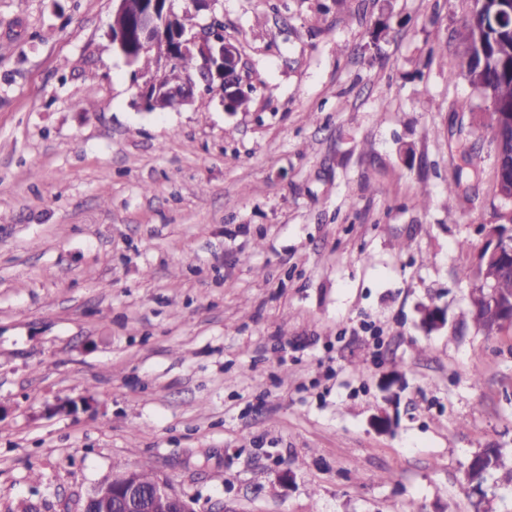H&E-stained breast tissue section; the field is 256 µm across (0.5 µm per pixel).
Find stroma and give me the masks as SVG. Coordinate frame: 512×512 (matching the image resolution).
<instances>
[{
	"instance_id": "35a3bbf8",
	"label": "stroma",
	"mask_w": 512,
	"mask_h": 512,
	"mask_svg": "<svg viewBox=\"0 0 512 512\" xmlns=\"http://www.w3.org/2000/svg\"><path fill=\"white\" fill-rule=\"evenodd\" d=\"M471 4L221 0L249 110L149 112L113 0H0V512H81L118 461L204 510L512 512L465 479L512 468V326L463 275L512 215ZM454 149L460 163L456 167L453 180L448 182V196L452 199L462 187L464 181L468 180L472 175H477V169L473 164L471 151L467 142L458 140L455 143ZM503 467L501 452L498 448H486L479 453L477 462L470 467L467 473L469 482L480 483L485 476Z\"/></svg>"
}]
</instances>
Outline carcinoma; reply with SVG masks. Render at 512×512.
<instances>
[{"instance_id":"1","label":"carcinoma","mask_w":512,"mask_h":512,"mask_svg":"<svg viewBox=\"0 0 512 512\" xmlns=\"http://www.w3.org/2000/svg\"><path fill=\"white\" fill-rule=\"evenodd\" d=\"M480 7L477 23H482L484 16L503 9L512 4V0H474ZM463 44V62L468 73L481 71L482 82L475 86L488 102L490 125L499 124L502 133L493 137L495 155L501 161V169L494 171V181H503L512 185V20L505 19L495 26L487 24L481 31V37L475 38L471 25L464 24L461 32ZM127 52L135 58V65L143 70L151 71L158 65L163 54L161 41L155 35H146L144 31L132 28L130 47ZM201 60L196 55H184L169 74L171 79L199 78ZM460 163L457 165L454 178L448 183V199H453L463 182L477 174L473 164L471 151L467 142L459 140L454 146ZM495 275L496 298L484 297L483 283L490 275ZM472 293L476 294L478 304L470 308L472 321L487 334L494 333L493 326L500 319L496 307L503 303L512 305V264L491 271L486 269L484 262H479L474 275ZM503 467L501 452L498 448H486L479 453L477 462L470 467L467 480L481 482L485 476Z\"/></svg>"}]
</instances>
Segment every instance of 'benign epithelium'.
Masks as SVG:
<instances>
[{
    "label": "benign epithelium",
    "mask_w": 512,
    "mask_h": 512,
    "mask_svg": "<svg viewBox=\"0 0 512 512\" xmlns=\"http://www.w3.org/2000/svg\"><path fill=\"white\" fill-rule=\"evenodd\" d=\"M115 2L116 7L110 25L112 44L128 64H133V58L125 51V33L135 19L155 29L161 34L162 39H171L173 44L171 54L161 58L157 70H134L137 102L141 108L156 111L163 101L172 108L194 97L195 85L171 84L163 79V72L175 64L182 55L195 54L202 60L207 75V79L202 81L205 86L212 81H224L227 58L232 60L236 72H242V58L235 45L224 38L223 23L216 14H211L204 23H199L192 29H179L172 26L175 16L178 15L175 9L176 0ZM481 251L487 253V257L493 261L502 254V245L499 244L495 233L483 234ZM115 495L139 503L142 512H155L159 508L166 512H200L196 501L174 490L168 481L160 478L147 489L132 472L119 485L106 484L94 490L86 498L82 512H111L112 497Z\"/></svg>",
    "instance_id": "benign-epithelium-1"
}]
</instances>
